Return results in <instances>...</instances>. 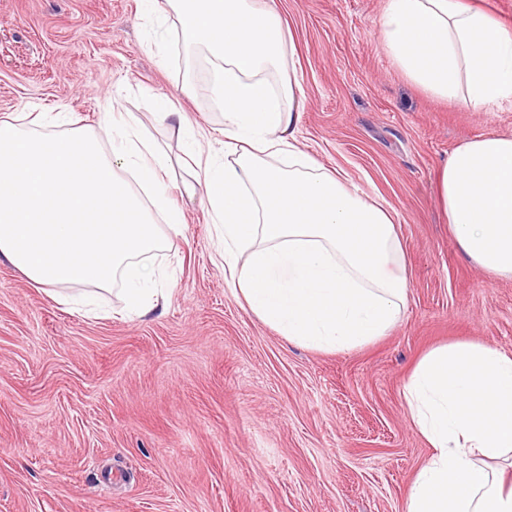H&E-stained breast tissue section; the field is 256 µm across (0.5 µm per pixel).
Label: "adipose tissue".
Instances as JSON below:
<instances>
[{
  "label": "adipose tissue",
  "instance_id": "adipose-tissue-1",
  "mask_svg": "<svg viewBox=\"0 0 512 512\" xmlns=\"http://www.w3.org/2000/svg\"><path fill=\"white\" fill-rule=\"evenodd\" d=\"M170 9L185 46H200L223 72L224 151L203 152L208 132L166 98L159 121L105 113L115 134L30 129L0 119V258L55 301L75 304L76 284L125 285L129 311L146 315L164 297L142 258L178 232L183 213L164 191L174 163L183 190L205 198L224 242V279L251 312L289 340L349 349L383 336L405 306L407 281L393 216L339 174L300 151L303 89L282 78L294 39L270 0H143ZM381 37L405 77L430 96L489 112L512 101V29L466 0H385ZM230 161H223V154ZM438 206L464 255L512 278V136L487 134L439 166ZM161 213L164 225L154 222ZM404 399L432 453L417 472L406 512H512V355L481 343L434 348L415 365Z\"/></svg>",
  "mask_w": 512,
  "mask_h": 512
}]
</instances>
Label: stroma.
<instances>
[{
  "label": "stroma",
  "instance_id": "35a3bbf8",
  "mask_svg": "<svg viewBox=\"0 0 512 512\" xmlns=\"http://www.w3.org/2000/svg\"><path fill=\"white\" fill-rule=\"evenodd\" d=\"M294 35L302 151L391 209L408 281L384 336L346 350L288 341L224 280L207 202L169 194L181 234L145 261L165 306L127 312L119 284L68 309L0 259V512H404L431 454L403 391L430 348L512 354V279L470 262L440 218L436 168L512 132L410 83L380 36L383 0H276ZM140 0H0V117L70 113L109 146L105 112L146 133L157 96L217 131L212 80L164 48Z\"/></svg>",
  "mask_w": 512,
  "mask_h": 512
}]
</instances>
